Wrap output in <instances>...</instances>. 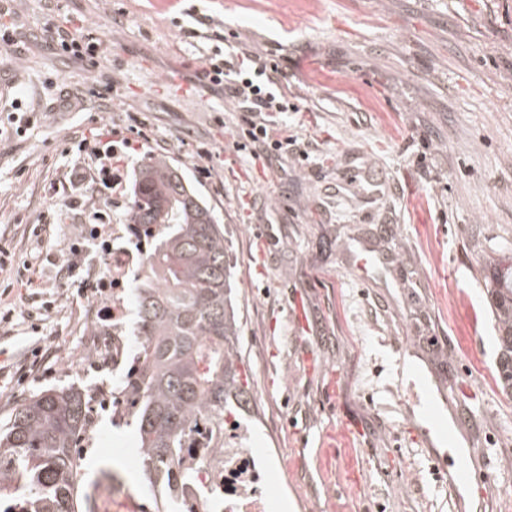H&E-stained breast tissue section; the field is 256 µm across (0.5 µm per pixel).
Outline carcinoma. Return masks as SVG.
Here are the masks:
<instances>
[{
    "label": "carcinoma",
    "mask_w": 512,
    "mask_h": 512,
    "mask_svg": "<svg viewBox=\"0 0 512 512\" xmlns=\"http://www.w3.org/2000/svg\"><path fill=\"white\" fill-rule=\"evenodd\" d=\"M126 222L151 238L147 274L135 284V329L146 363L130 387L145 472L176 501L173 462L205 419L224 418L254 400L240 354V308L224 225L173 165L149 158L134 170ZM488 290L496 317V378L512 395V260L493 268ZM87 402L73 386L52 387L19 404L0 433V502L5 512H82L78 443Z\"/></svg>",
    "instance_id": "carcinoma-1"
}]
</instances>
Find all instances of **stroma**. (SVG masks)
<instances>
[{
    "label": "stroma",
    "instance_id": "obj_1",
    "mask_svg": "<svg viewBox=\"0 0 512 512\" xmlns=\"http://www.w3.org/2000/svg\"><path fill=\"white\" fill-rule=\"evenodd\" d=\"M13 44L0 47V240L41 273L0 270V423L26 397L82 388L88 428L81 485L102 471L123 491L92 512L142 498L136 449L100 398L112 393V324L85 276L45 289L50 256L80 227L57 203L86 155L59 146L93 128L147 123L124 159L177 165L214 207L235 264L246 367L256 405L244 422L281 459L272 512H457L447 440L426 443L420 403L446 393L451 431L481 489L473 512H512V397L496 383L488 268L512 255V0H6ZM210 18L204 38L181 30ZM103 43L97 71L41 43L49 26ZM223 34L227 51L275 54L288 78V132L308 153L236 151L240 115L190 80ZM112 98L93 96L97 74ZM84 109L59 106L62 89ZM45 121L15 136L9 101ZM211 154V178L197 171ZM42 225L40 237L31 229ZM373 255L367 275L358 253ZM300 297L307 330H297ZM49 347L51 358L35 355ZM415 376L403 371L405 361Z\"/></svg>",
    "mask_w": 512,
    "mask_h": 512
}]
</instances>
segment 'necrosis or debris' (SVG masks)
Wrapping results in <instances>:
<instances>
[{
	"instance_id": "1",
	"label": "necrosis or debris",
	"mask_w": 512,
	"mask_h": 512,
	"mask_svg": "<svg viewBox=\"0 0 512 512\" xmlns=\"http://www.w3.org/2000/svg\"><path fill=\"white\" fill-rule=\"evenodd\" d=\"M147 239L138 224L112 227V249L98 273L112 280V367L117 374L112 390V419L119 422L131 413L125 386L145 360L143 337L127 332L128 297L133 279L147 272ZM268 457L255 448L248 429L225 419L223 432L200 425L172 471L190 472L188 483L179 485L176 496L181 512H268Z\"/></svg>"
}]
</instances>
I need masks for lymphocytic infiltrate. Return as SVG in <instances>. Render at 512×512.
<instances>
[{"mask_svg": "<svg viewBox=\"0 0 512 512\" xmlns=\"http://www.w3.org/2000/svg\"><path fill=\"white\" fill-rule=\"evenodd\" d=\"M198 84L205 87H220L236 111L241 112V121L236 129V148L256 157L262 154L279 155L295 147L296 141L289 136L286 126L276 120L278 113L287 111L288 82L277 62L265 56L239 52L235 60L225 58L221 49L199 59L195 71ZM79 151L91 155L98 168L95 174L75 168L69 176L68 192L64 205L80 216L84 229L69 243L64 256L54 259V278L62 284L77 276L81 269L80 259L85 252L87 240L98 239V228L105 222L103 212H85L83 198L90 183H97L101 193L111 192L124 180L123 157L134 148L128 137L112 138L111 134H93L81 137L77 143Z\"/></svg>", "mask_w": 512, "mask_h": 512, "instance_id": "f902f5d3", "label": "lymphocytic infiltrate"}]
</instances>
